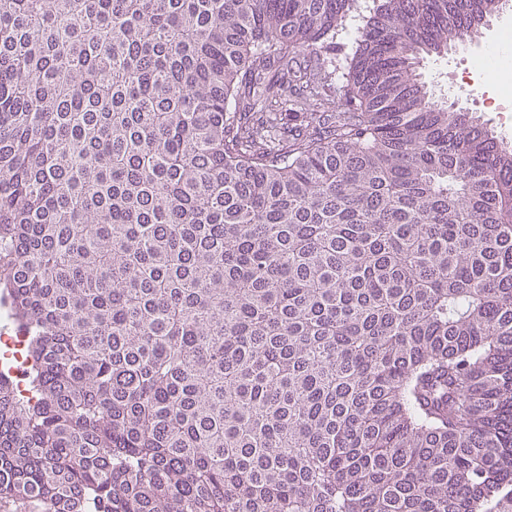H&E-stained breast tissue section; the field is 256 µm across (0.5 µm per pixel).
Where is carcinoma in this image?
<instances>
[{
	"instance_id": "1",
	"label": "carcinoma",
	"mask_w": 512,
	"mask_h": 512,
	"mask_svg": "<svg viewBox=\"0 0 512 512\" xmlns=\"http://www.w3.org/2000/svg\"><path fill=\"white\" fill-rule=\"evenodd\" d=\"M494 9L0 0V507L512 512ZM509 22L508 24L512 25V0L511 7L510 3L506 6V9L503 10L502 14H500L497 18L493 19L490 25V28L484 29L481 38L476 42L470 44L473 49H478L481 42L485 44L491 45V48L494 50V60L497 61L500 58H504L501 56L499 51L500 46L494 42L495 35L499 28L503 26V22ZM470 53L466 51L463 46L448 52L445 57L430 56L424 59L422 65V72L425 74L426 80L429 84L433 85L436 94H448L449 100L459 101L460 106L469 109L470 112H475L476 116L488 124L498 135L506 136L512 140V104L505 108L503 112H487L475 100L476 95L488 94L475 90L465 91L463 86H466L462 79L467 75V72H472L470 65L471 58L468 57ZM483 74V71H473L469 75ZM466 89H472L466 86ZM458 95V96H457Z\"/></svg>"
}]
</instances>
